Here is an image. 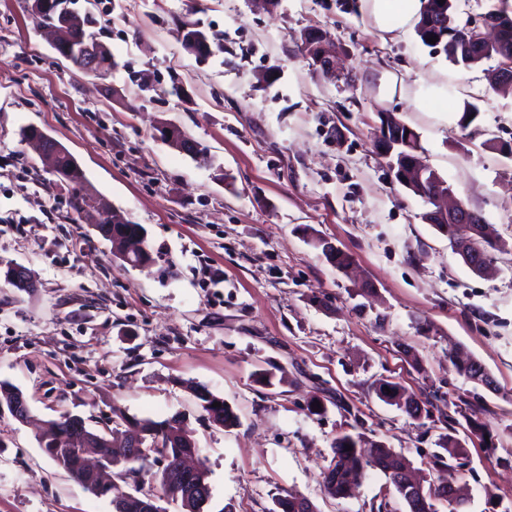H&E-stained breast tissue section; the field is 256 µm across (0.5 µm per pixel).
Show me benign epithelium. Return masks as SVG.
Masks as SVG:
<instances>
[{
  "mask_svg": "<svg viewBox=\"0 0 512 512\" xmlns=\"http://www.w3.org/2000/svg\"><path fill=\"white\" fill-rule=\"evenodd\" d=\"M446 16V5H441L434 0L427 16L429 34L440 39L448 38V51L455 57H465L469 62L488 52L496 51L498 66L491 73L492 86L499 90H512V42L507 37V31L512 29V17L509 16L508 10L488 12L477 18L470 17L460 27L446 22ZM303 44L312 67L326 75L334 73L336 57L326 44L324 33L318 29L305 31ZM381 116L377 149L384 158L388 159L392 174L405 178L403 186L422 195L430 205V210L425 214L427 223L452 224L456 229L464 227L472 233L477 226L485 228L486 219L482 211L452 198V190L448 185L430 176V167L421 164L415 153H402L404 142L408 139V136L403 134L406 124L384 112ZM161 130L165 132L164 141L172 148L188 154L198 152L197 143L184 138L174 125L166 123ZM29 141L40 146L43 155L50 161L51 172L58 173L60 158L63 154L60 145L44 132L30 137ZM452 243L471 271L482 274L489 270L488 259L468 249L470 240H460L454 236ZM4 278L21 291H31L35 288L26 268L15 263L6 265ZM468 379L490 391L497 389L494 377L485 374L484 370L473 361L470 362ZM158 459L162 461V472L166 481L181 491L183 497L197 499L202 508L208 504L209 497L197 480L199 469L187 466L186 456L182 455L174 460L164 451ZM404 485L407 491L408 507L411 512H420L424 504V495L420 486L411 480L404 482ZM119 500L133 503L140 512H162L159 500L147 493L126 494L119 497Z\"/></svg>",
  "mask_w": 512,
  "mask_h": 512,
  "instance_id": "7a95c632",
  "label": "benign epithelium"
}]
</instances>
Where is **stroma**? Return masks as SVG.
Instances as JSON below:
<instances>
[{"label": "stroma", "instance_id": "1", "mask_svg": "<svg viewBox=\"0 0 512 512\" xmlns=\"http://www.w3.org/2000/svg\"><path fill=\"white\" fill-rule=\"evenodd\" d=\"M32 2L0 0V261L36 280L28 293L0 276V382L23 392L34 417L0 415V512H112L109 497L44 454L38 430L68 412L101 431L116 407L185 414L209 471L208 512H271L287 491L317 512H406L378 471L351 496L324 493L344 431L416 466L450 435L463 447L461 512H492L491 493L512 510V159L494 148L512 143V94L486 77L496 59L468 68L415 32L383 39L362 0H279L271 11L253 0H69L94 16L118 63L101 80L53 49ZM187 18L223 36V53L187 52ZM310 28L334 43L336 79L304 57ZM382 70L403 95L379 98ZM438 80L448 100L417 109L413 90ZM467 102L479 114L463 129L444 108ZM384 112L418 133L422 160L483 212L499 244L494 275L466 267L425 222L427 204L393 179L375 149ZM163 121L200 155L166 145ZM26 126L63 145L88 188L145 228L155 265L114 256L21 141ZM313 236L347 253L353 274ZM454 347L486 366L497 391L456 372ZM273 368L286 383L256 380ZM382 379L413 396L421 417L381 401ZM196 385L224 398L238 425L204 419ZM464 406L489 436L469 431Z\"/></svg>", "mask_w": 512, "mask_h": 512}]
</instances>
